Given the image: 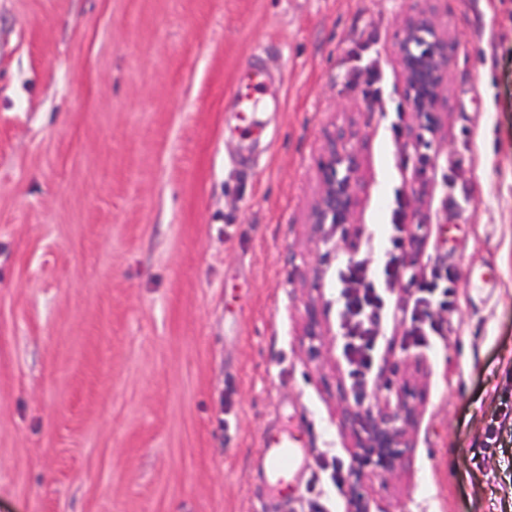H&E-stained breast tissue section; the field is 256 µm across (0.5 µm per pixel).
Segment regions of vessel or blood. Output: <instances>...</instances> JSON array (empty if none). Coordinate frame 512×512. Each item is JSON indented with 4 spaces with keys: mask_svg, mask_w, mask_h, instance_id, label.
I'll return each instance as SVG.
<instances>
[{
    "mask_svg": "<svg viewBox=\"0 0 512 512\" xmlns=\"http://www.w3.org/2000/svg\"><path fill=\"white\" fill-rule=\"evenodd\" d=\"M268 74L260 60H253L243 74L235 77L232 90L227 98L226 108L231 112L233 128L242 141L253 143L260 134L255 112L260 96L267 88ZM304 450L297 437L287 430L278 428L265 438V452L258 459L257 466L280 498L282 506H289L294 484L300 477Z\"/></svg>",
    "mask_w": 512,
    "mask_h": 512,
    "instance_id": "vessel-or-blood-1",
    "label": "vessel or blood"
}]
</instances>
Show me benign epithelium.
Here are the masks:
<instances>
[{
  "mask_svg": "<svg viewBox=\"0 0 512 512\" xmlns=\"http://www.w3.org/2000/svg\"><path fill=\"white\" fill-rule=\"evenodd\" d=\"M402 61L408 74L407 93L422 126L435 124L438 90L450 57L448 41L441 37L433 18L425 13L415 16L413 23L400 39ZM358 167V153L350 139L341 131L329 141L324 165L327 191L315 219L319 224H346L353 205L351 177ZM371 448L362 457V464L388 469L403 455L396 435L390 428V418L382 416L372 428Z\"/></svg>",
  "mask_w": 512,
  "mask_h": 512,
  "instance_id": "7a95c632",
  "label": "benign epithelium"
}]
</instances>
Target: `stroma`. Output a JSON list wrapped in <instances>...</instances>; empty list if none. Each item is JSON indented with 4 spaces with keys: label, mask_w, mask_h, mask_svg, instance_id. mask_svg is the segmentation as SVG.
Segmentation results:
<instances>
[{
    "label": "stroma",
    "mask_w": 512,
    "mask_h": 512,
    "mask_svg": "<svg viewBox=\"0 0 512 512\" xmlns=\"http://www.w3.org/2000/svg\"><path fill=\"white\" fill-rule=\"evenodd\" d=\"M420 11L454 46L430 130L399 47ZM259 53L277 109L247 174L224 108ZM338 128L344 229L314 221ZM400 192L460 280L454 331L390 353L360 410L332 273ZM510 394L512 0H0V512H279L253 469L279 426L291 512H355L320 465L401 410L368 512H512V426L484 436Z\"/></svg>",
    "instance_id": "35a3bbf8"
}]
</instances>
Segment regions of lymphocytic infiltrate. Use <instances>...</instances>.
I'll list each match as a JSON object with an SVG mask.
<instances>
[{
	"mask_svg": "<svg viewBox=\"0 0 512 512\" xmlns=\"http://www.w3.org/2000/svg\"><path fill=\"white\" fill-rule=\"evenodd\" d=\"M406 208L405 198L397 197L380 262L350 257L336 265V323L349 387L360 403L374 394L395 325L404 327L399 340L404 351L430 349L448 339L454 280L434 249L424 254L420 274H409L406 257L417 235L406 222Z\"/></svg>",
	"mask_w": 512,
	"mask_h": 512,
	"instance_id": "obj_1",
	"label": "lymphocytic infiltrate"
}]
</instances>
